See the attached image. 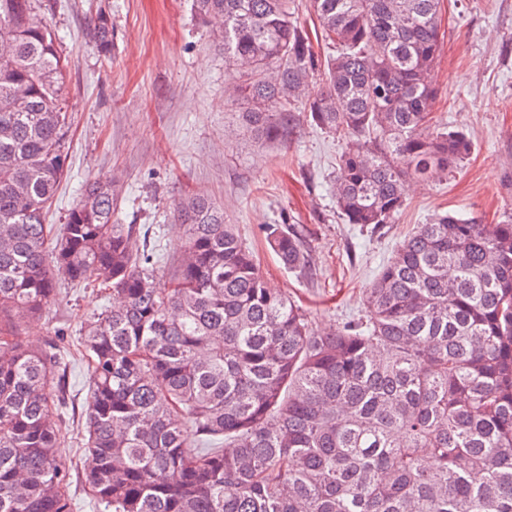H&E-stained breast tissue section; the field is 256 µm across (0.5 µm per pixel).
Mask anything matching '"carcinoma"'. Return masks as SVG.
<instances>
[{
  "label": "carcinoma",
  "mask_w": 512,
  "mask_h": 512,
  "mask_svg": "<svg viewBox=\"0 0 512 512\" xmlns=\"http://www.w3.org/2000/svg\"><path fill=\"white\" fill-rule=\"evenodd\" d=\"M34 2L0 0V512H71L75 479L111 512H512V220L435 216L363 290L361 316L320 335L206 195L176 206L168 277L148 232L112 221L110 178L55 236L67 61ZM440 2L310 0L323 61L294 0L193 7L251 134L278 140L298 103L344 134L336 210L373 232L410 181L471 153L466 132L433 123ZM92 37L111 52L109 13ZM267 238L284 266H309L298 232ZM65 283L112 294L81 325V473L60 440L64 338L19 339Z\"/></svg>",
  "instance_id": "cac0c4a2"
}]
</instances>
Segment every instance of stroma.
Returning a JSON list of instances; mask_svg holds the SVG:
<instances>
[{
	"label": "stroma",
	"instance_id": "obj_1",
	"mask_svg": "<svg viewBox=\"0 0 512 512\" xmlns=\"http://www.w3.org/2000/svg\"><path fill=\"white\" fill-rule=\"evenodd\" d=\"M102 7L112 13L108 57L91 33ZM36 14L59 35L68 60L67 174L48 223H65L86 184L119 180L115 221L148 227L163 264L183 242L176 205L208 195L254 249L267 281L322 332L359 316L363 289L404 238L435 215H478L487 224L512 215V0H442L433 115L470 135L473 149L455 172L412 185L394 223L376 232L346 223L336 210L331 185L342 137L305 116L276 142L242 128V102L224 96V53L192 0H36ZM271 224L302 229L309 269L279 263L266 241ZM108 303L91 287L63 289L21 338L38 346L65 326L70 348H77L82 322ZM67 380L65 450L84 469L90 376L83 360H70Z\"/></svg>",
	"mask_w": 512,
	"mask_h": 512
}]
</instances>
